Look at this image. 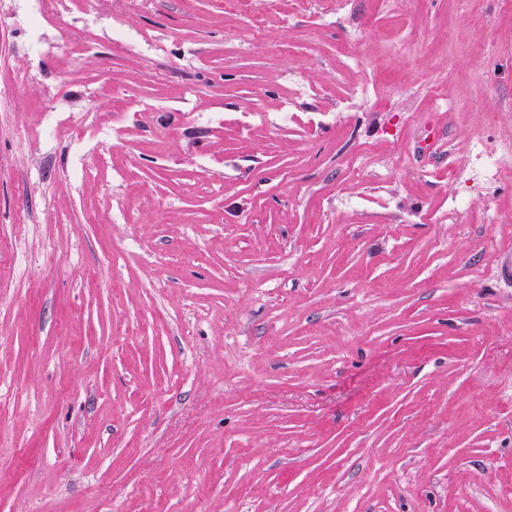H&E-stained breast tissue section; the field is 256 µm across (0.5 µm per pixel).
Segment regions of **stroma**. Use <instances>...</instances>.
<instances>
[{"instance_id": "35a3bbf8", "label": "stroma", "mask_w": 512, "mask_h": 512, "mask_svg": "<svg viewBox=\"0 0 512 512\" xmlns=\"http://www.w3.org/2000/svg\"><path fill=\"white\" fill-rule=\"evenodd\" d=\"M351 2L0 26V512H512V14ZM28 5V26L30 54L39 62L45 58H61L64 50L74 41L76 33L70 26L59 20L51 9V1L25 0ZM54 30L52 38L48 29ZM476 159L482 160L490 179L500 181L503 173L512 177L511 148H493L487 140L477 142L473 150Z\"/></svg>"}]
</instances>
